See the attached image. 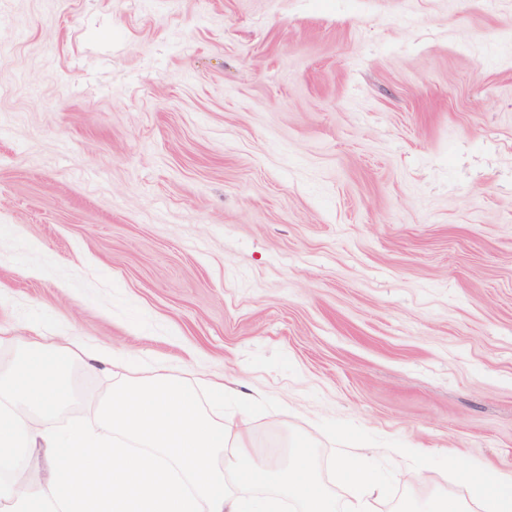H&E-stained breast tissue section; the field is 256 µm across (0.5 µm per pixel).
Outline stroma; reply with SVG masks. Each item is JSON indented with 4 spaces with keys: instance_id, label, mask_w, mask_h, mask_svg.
I'll return each mask as SVG.
<instances>
[{
    "instance_id": "stroma-1",
    "label": "stroma",
    "mask_w": 512,
    "mask_h": 512,
    "mask_svg": "<svg viewBox=\"0 0 512 512\" xmlns=\"http://www.w3.org/2000/svg\"><path fill=\"white\" fill-rule=\"evenodd\" d=\"M0 330L276 399L377 512L512 470V0H0ZM458 449L471 473L450 470ZM338 478L351 496L348 511L371 512L373 497L380 488L378 472L357 459L346 458L340 464Z\"/></svg>"
}]
</instances>
